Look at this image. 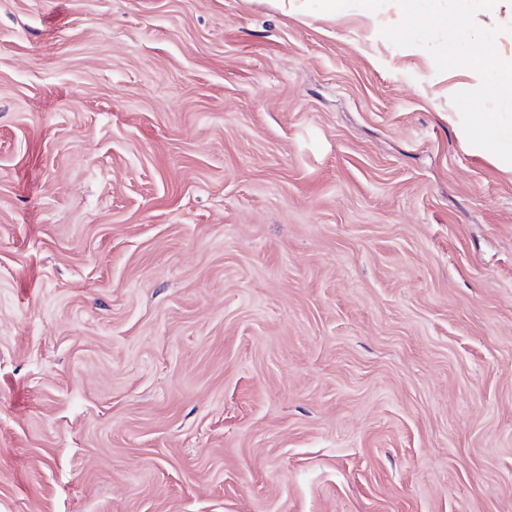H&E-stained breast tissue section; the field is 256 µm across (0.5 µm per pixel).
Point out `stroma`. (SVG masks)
<instances>
[{
	"label": "stroma",
	"mask_w": 512,
	"mask_h": 512,
	"mask_svg": "<svg viewBox=\"0 0 512 512\" xmlns=\"http://www.w3.org/2000/svg\"><path fill=\"white\" fill-rule=\"evenodd\" d=\"M396 0H0V512H512V170Z\"/></svg>",
	"instance_id": "stroma-1"
}]
</instances>
